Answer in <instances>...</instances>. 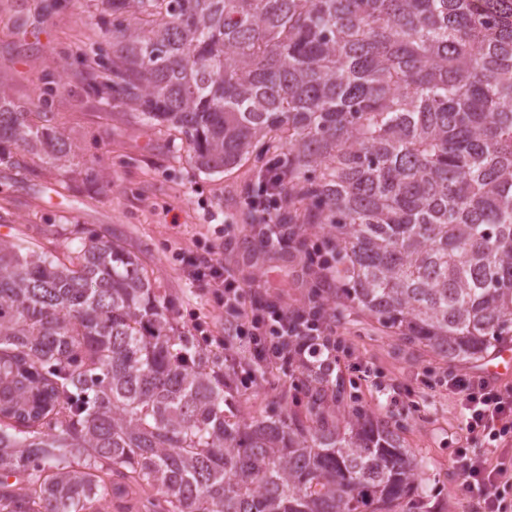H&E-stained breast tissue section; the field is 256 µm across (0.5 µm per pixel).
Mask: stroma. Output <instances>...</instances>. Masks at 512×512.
<instances>
[{"instance_id": "obj_1", "label": "stroma", "mask_w": 512, "mask_h": 512, "mask_svg": "<svg viewBox=\"0 0 512 512\" xmlns=\"http://www.w3.org/2000/svg\"><path fill=\"white\" fill-rule=\"evenodd\" d=\"M109 42L93 0H0V88L32 112L48 97L57 131L76 151L62 175L47 170L25 181L0 169V215L8 219L0 234L26 239L41 225L60 224L124 242L153 270L178 325L211 346L224 335V309L186 276L182 254L223 246L245 291L263 288L277 302L313 304L317 278L308 258L321 234L308 231L265 250L246 247L253 232L244 213L259 193L258 166L200 172L177 135L113 102L109 73L98 61ZM332 314L351 406L399 427L421 466L431 512H469L454 494L461 480L455 449L512 468V440L493 448L468 433L460 397L446 385L457 374L478 376V364L451 366L345 304ZM295 376L285 365L266 366L263 380L241 391L243 418L298 409L304 395Z\"/></svg>"}]
</instances>
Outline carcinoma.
<instances>
[{"label": "carcinoma", "instance_id": "obj_1", "mask_svg": "<svg viewBox=\"0 0 512 512\" xmlns=\"http://www.w3.org/2000/svg\"><path fill=\"white\" fill-rule=\"evenodd\" d=\"M112 100L196 168L266 166L335 297L450 364L512 342V0H95ZM0 88V167L73 146ZM95 233L0 238V512H430L399 428L319 370L243 420L224 354Z\"/></svg>", "mask_w": 512, "mask_h": 512}]
</instances>
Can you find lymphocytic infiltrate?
Here are the masks:
<instances>
[{
	"label": "lymphocytic infiltrate",
	"mask_w": 512,
	"mask_h": 512,
	"mask_svg": "<svg viewBox=\"0 0 512 512\" xmlns=\"http://www.w3.org/2000/svg\"><path fill=\"white\" fill-rule=\"evenodd\" d=\"M185 261L193 279L206 282L223 297L224 311L231 318L226 333L236 343L248 345L254 363L304 356L311 336L330 345L334 329L328 318L299 306L270 303L262 294L245 297L235 269L225 265L216 249L186 256ZM449 385L462 396L469 432L482 435L493 446L512 437V386L466 375L452 378ZM455 466L461 475L459 495L478 494L481 512H502L500 488L512 483V471L490 466L486 458L464 450L457 454Z\"/></svg>",
	"instance_id": "f902f5d3"
}]
</instances>
